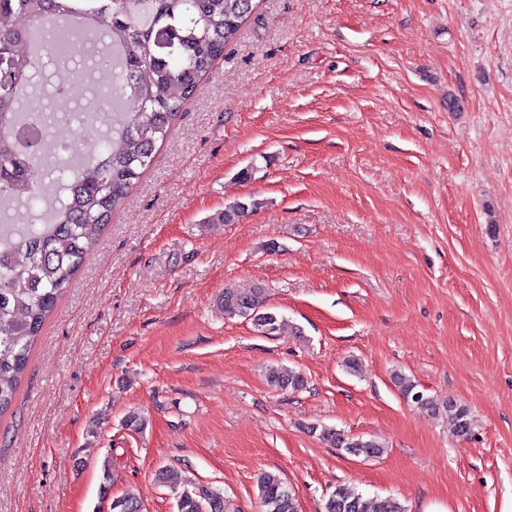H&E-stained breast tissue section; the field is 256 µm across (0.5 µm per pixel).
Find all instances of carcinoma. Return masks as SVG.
Instances as JSON below:
<instances>
[{
	"label": "carcinoma",
	"mask_w": 512,
	"mask_h": 512,
	"mask_svg": "<svg viewBox=\"0 0 512 512\" xmlns=\"http://www.w3.org/2000/svg\"><path fill=\"white\" fill-rule=\"evenodd\" d=\"M259 6L258 0H0V202L29 211V224H0V414L13 404L27 369L30 352L46 320L54 313L88 255L97 246L112 215L119 211L133 186L149 166L156 142L183 107L201 90L214 63L224 58L243 25ZM83 31L90 48L75 57L67 49L69 34ZM37 42L53 60L50 91L63 81L59 65L72 78L106 76L96 88L116 124L102 132V146L81 164L76 174L60 176L44 190L31 181L36 156L23 149L21 136L30 126L46 128V117L26 113V132L17 126L21 115L20 89L32 91L40 71L20 42ZM257 203L236 202L224 209L222 221L233 224ZM224 315L252 321L268 336L280 335L284 318L267 303L264 288L224 289ZM269 383L281 390L299 391L307 381L302 373L283 367L268 370ZM404 397L431 412L433 399L398 378ZM448 421L462 437L470 434L469 410L448 402ZM323 440L354 456L377 458L383 446L374 439L344 438L330 428ZM176 512H226L223 493L186 482L175 491ZM262 512H297L296 499L279 476L258 479ZM112 512H142L130 495L112 498ZM323 512H405L392 498L373 500L338 487Z\"/></svg>",
	"instance_id": "obj_1"
}]
</instances>
